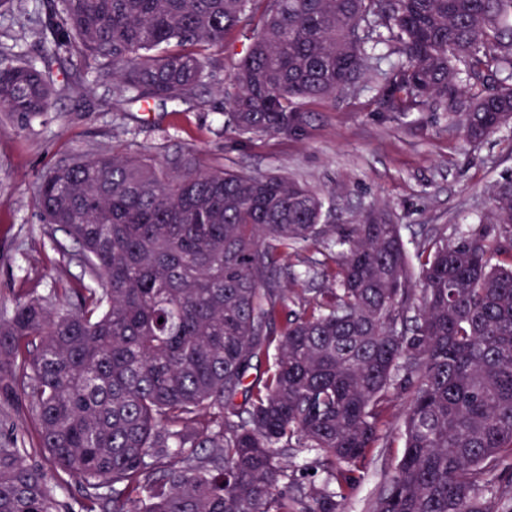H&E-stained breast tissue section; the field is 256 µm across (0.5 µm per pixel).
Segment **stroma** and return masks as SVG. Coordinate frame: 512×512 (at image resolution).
<instances>
[{"label":"stroma","mask_w":512,"mask_h":512,"mask_svg":"<svg viewBox=\"0 0 512 512\" xmlns=\"http://www.w3.org/2000/svg\"><path fill=\"white\" fill-rule=\"evenodd\" d=\"M42 0L0 9V50L39 57L32 32ZM247 39L238 30L227 38L212 65L205 106L180 111L156 105L139 113L124 137L133 153L161 163L193 152L202 164H224L253 174L276 172L305 183L324 199L327 221L353 219L370 205L388 209L405 227H446L448 236L473 227L486 213L488 188L512 174V125L480 144L449 130L445 113L386 112L372 92L337 98L334 105H308L309 122L300 136L241 141L222 132L228 76ZM111 80L92 82L81 95H56L45 116L24 130L0 124V317L17 300L88 283L74 244L63 231L49 233L37 203L36 187L56 160L115 144L120 113L105 110ZM390 444L374 449L360 471L347 512H368L403 452L397 424Z\"/></svg>","instance_id":"stroma-1"}]
</instances>
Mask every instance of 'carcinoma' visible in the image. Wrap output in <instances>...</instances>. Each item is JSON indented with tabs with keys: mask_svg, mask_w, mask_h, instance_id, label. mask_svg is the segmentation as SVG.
<instances>
[{
	"mask_svg": "<svg viewBox=\"0 0 512 512\" xmlns=\"http://www.w3.org/2000/svg\"><path fill=\"white\" fill-rule=\"evenodd\" d=\"M252 23L224 120L248 140L304 132L303 104L368 72L381 108L434 107L470 143L512 123V0H44L40 60L0 63V114L25 129L108 75L114 101L190 103ZM36 197L97 287L0 319V406L27 409L81 512H345L397 409L372 512H512V176L477 227L415 240V268L383 209L327 224L296 181L185 154L60 160ZM302 245L321 287L297 291ZM291 448L322 481L289 473ZM58 487L0 440V512H61ZM306 266L302 263V258L291 257L284 262L283 278L286 282H292L298 278L295 288H319V280L312 281L304 276Z\"/></svg>",
	"mask_w": 512,
	"mask_h": 512,
	"instance_id": "obj_1",
	"label": "carcinoma"
}]
</instances>
